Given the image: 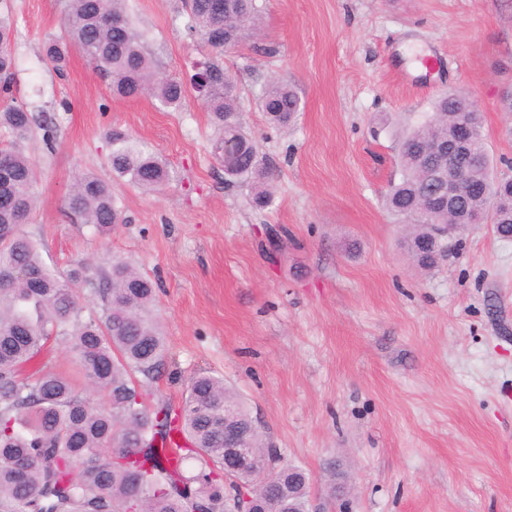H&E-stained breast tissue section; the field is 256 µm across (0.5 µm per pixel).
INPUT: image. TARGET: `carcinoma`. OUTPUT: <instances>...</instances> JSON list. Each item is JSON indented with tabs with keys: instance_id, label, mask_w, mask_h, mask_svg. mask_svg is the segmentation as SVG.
<instances>
[{
	"instance_id": "cac0c4a2",
	"label": "carcinoma",
	"mask_w": 512,
	"mask_h": 512,
	"mask_svg": "<svg viewBox=\"0 0 512 512\" xmlns=\"http://www.w3.org/2000/svg\"><path fill=\"white\" fill-rule=\"evenodd\" d=\"M186 28L200 36L207 53L192 62L189 82L159 78L143 51L146 34L129 12L127 0H64V35L50 38L44 57L64 75L69 47L79 48L95 69L112 79L120 97L152 93L160 105L177 110L191 91L212 114L214 150L239 142L240 154L224 158L225 180L250 185L252 202L267 203L268 172L254 142L244 133L235 77L221 61L256 30L257 0H227L223 16L212 0H185ZM13 26L0 11V130L9 136L1 147L0 173V512H224L227 499L248 496L266 512H309L313 478L294 465L276 472V487L258 483L266 454L256 466L224 474V414L255 446L262 435L236 393L220 378L194 377L178 408L149 405L151 385L159 378L166 339L153 310V282L133 266L115 261L94 283L100 314L81 317L83 270L62 277L41 257L40 244L26 235L37 207L35 163L22 143L35 117L11 97L16 62L9 45ZM259 107L273 126L289 125L301 110L291 85L274 80ZM458 112L473 113L475 135L457 165L487 187L484 195L462 199L454 212L438 208L421 215L423 199L441 190L426 173L448 167L423 147L448 136ZM113 178L143 191L162 185L166 162L149 146L120 127L105 133ZM398 178L391 182L386 205L413 228L405 247L416 265L430 270L445 251L454 250L456 234L472 218H490L495 233L512 239V176L494 174L486 147L483 115L462 92L445 93L432 111L408 126L399 139ZM69 211L83 223L106 231L123 223L112 185L91 171L79 174L67 197ZM66 339L76 365L70 378L47 365L22 376L46 344ZM90 386L104 400L95 404L83 393ZM195 463L187 473L188 462ZM295 477L288 490V476Z\"/></svg>"
}]
</instances>
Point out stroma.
<instances>
[{
	"label": "stroma",
	"instance_id": "35a3bbf8",
	"mask_svg": "<svg viewBox=\"0 0 512 512\" xmlns=\"http://www.w3.org/2000/svg\"><path fill=\"white\" fill-rule=\"evenodd\" d=\"M13 94L34 129L37 209L25 232L57 273L85 264L90 287L112 261L157 281L169 353L153 401L179 404L191 378L223 376L280 462L313 477L324 503L339 463L354 512H512V240L472 224L432 271L404 248L386 207L397 176L395 128L462 90L484 117L493 157L512 159V0H258L260 30L224 55L244 130L271 175L268 206L226 184L200 98L176 111L117 98L79 49L58 75L42 45L60 34L63 0H7ZM157 71L184 78L203 49L184 0H131ZM302 110L269 125L271 79ZM126 129L167 163L153 191L113 182L105 131ZM112 181L124 223L98 233L67 209L73 177Z\"/></svg>",
	"mask_w": 512,
	"mask_h": 512
}]
</instances>
